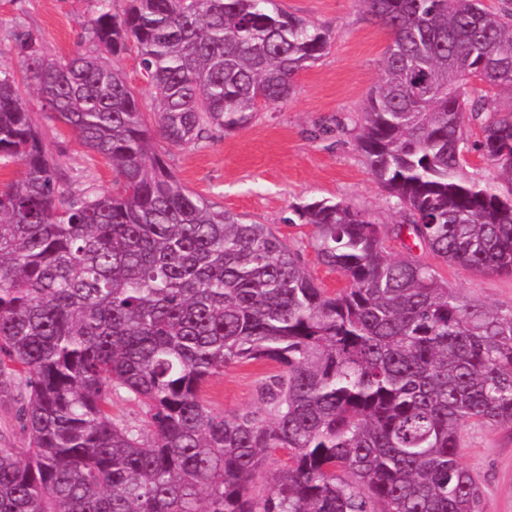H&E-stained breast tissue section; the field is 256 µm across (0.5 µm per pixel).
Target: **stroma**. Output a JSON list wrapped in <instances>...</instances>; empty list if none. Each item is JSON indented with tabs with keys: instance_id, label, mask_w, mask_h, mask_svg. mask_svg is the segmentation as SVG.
Wrapping results in <instances>:
<instances>
[{
	"instance_id": "35a3bbf8",
	"label": "stroma",
	"mask_w": 512,
	"mask_h": 512,
	"mask_svg": "<svg viewBox=\"0 0 512 512\" xmlns=\"http://www.w3.org/2000/svg\"><path fill=\"white\" fill-rule=\"evenodd\" d=\"M279 5L329 31L325 56L297 76L286 103L262 109L237 132H217L193 147L170 149L167 160L191 191L244 222L271 225L299 253L306 270L333 292L346 287L345 278L319 261L310 226L288 218L296 203L328 199L383 225L398 222L357 142L361 111L380 78L389 34L367 14L363 0H279ZM97 7L98 0H0V59L21 67L14 34L23 29L52 58L89 50L86 29ZM27 102L62 180L75 191L111 188V166L81 147L71 130L49 119L36 96ZM413 254L467 297L489 306H512V276L479 275L418 247ZM277 371L273 363L229 365L207 384L204 398L221 414L257 408L262 381ZM463 436L461 462L481 483V512H512V429L471 423Z\"/></svg>"
}]
</instances>
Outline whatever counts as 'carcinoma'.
I'll return each mask as SVG.
<instances>
[{"mask_svg":"<svg viewBox=\"0 0 512 512\" xmlns=\"http://www.w3.org/2000/svg\"><path fill=\"white\" fill-rule=\"evenodd\" d=\"M99 0L90 52L15 34L0 62V391L21 390L22 448L0 445V512H480L466 422L512 427V307H489L412 254L512 275V11L482 0H364L391 32L357 141L399 224L342 201L294 206L330 292L268 224L187 189L166 147L247 127L288 101L328 31L276 0ZM155 123L109 57L129 44ZM112 166L109 190L60 178L25 92ZM478 124L469 143L465 121ZM495 179L465 174L471 151ZM411 238L394 255L387 236ZM280 371L261 407L214 412L238 362ZM123 391L142 424L112 415ZM271 489L257 491L267 461Z\"/></svg>","mask_w":512,"mask_h":512,"instance_id":"carcinoma-1","label":"carcinoma"}]
</instances>
